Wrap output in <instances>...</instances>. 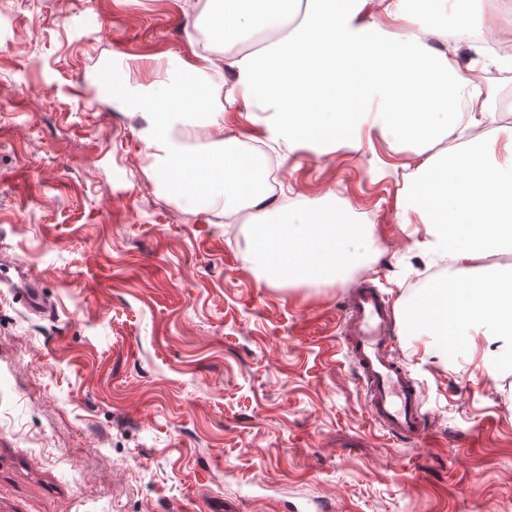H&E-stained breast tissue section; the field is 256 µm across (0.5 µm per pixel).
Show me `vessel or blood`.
Listing matches in <instances>:
<instances>
[{
	"mask_svg": "<svg viewBox=\"0 0 512 512\" xmlns=\"http://www.w3.org/2000/svg\"><path fill=\"white\" fill-rule=\"evenodd\" d=\"M6 267L14 272L7 283L17 302L30 313L50 314L31 273L12 261ZM393 320L394 308L384 296L368 288L351 289L343 306V341L366 392L372 421L390 437L417 444L429 432V419L417 383L391 353Z\"/></svg>",
	"mask_w": 512,
	"mask_h": 512,
	"instance_id": "b4317fda",
	"label": "vessel or blood"
}]
</instances>
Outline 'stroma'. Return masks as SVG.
<instances>
[{"mask_svg":"<svg viewBox=\"0 0 512 512\" xmlns=\"http://www.w3.org/2000/svg\"><path fill=\"white\" fill-rule=\"evenodd\" d=\"M207 0H7L0 7V257L27 265L51 314L0 290V512H512V373L488 342L448 361L394 320L393 350L431 427L417 445L369 418L343 348L347 291L395 308L447 278L425 228L403 223L413 155L377 140L288 151L244 103L224 136L280 160L271 208L304 199L367 211L375 245L333 282L261 279L249 221L167 195L145 114L98 93L175 68L230 87L199 58Z\"/></svg>","mask_w":512,"mask_h":512,"instance_id":"obj_1","label":"stroma"}]
</instances>
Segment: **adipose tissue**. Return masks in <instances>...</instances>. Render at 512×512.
<instances>
[{
	"label": "adipose tissue",
	"mask_w": 512,
	"mask_h": 512,
	"mask_svg": "<svg viewBox=\"0 0 512 512\" xmlns=\"http://www.w3.org/2000/svg\"><path fill=\"white\" fill-rule=\"evenodd\" d=\"M512 28V0H208L207 30L224 45L245 33L269 44L226 57L236 96L270 112L269 136L324 154L365 140L412 151L404 220L426 228L424 246L448 262L445 282L402 310L457 352L470 332L487 357L512 363V274L470 261L512 252V127H495L489 67L512 56L475 48L458 62L462 34Z\"/></svg>",
	"instance_id": "1"
}]
</instances>
